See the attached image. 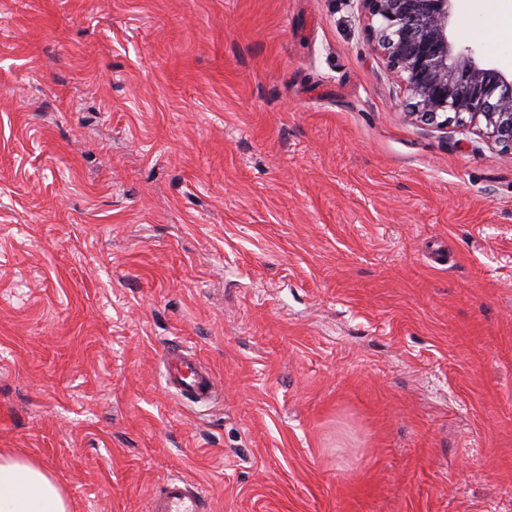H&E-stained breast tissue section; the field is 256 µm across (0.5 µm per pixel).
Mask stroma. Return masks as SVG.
<instances>
[{
    "mask_svg": "<svg viewBox=\"0 0 512 512\" xmlns=\"http://www.w3.org/2000/svg\"><path fill=\"white\" fill-rule=\"evenodd\" d=\"M370 26L0 0V450L72 512H512V154L411 120ZM450 32L512 72L478 0ZM166 383L180 396L199 400L216 393L217 378L194 354L167 352L162 360ZM151 512H211L209 497L194 482L170 476L162 480L150 499Z\"/></svg>",
    "mask_w": 512,
    "mask_h": 512,
    "instance_id": "stroma-1",
    "label": "stroma"
}]
</instances>
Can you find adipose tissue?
Segmentation results:
<instances>
[{
    "label": "adipose tissue",
    "mask_w": 512,
    "mask_h": 512,
    "mask_svg": "<svg viewBox=\"0 0 512 512\" xmlns=\"http://www.w3.org/2000/svg\"><path fill=\"white\" fill-rule=\"evenodd\" d=\"M0 512H70L56 480L37 464L0 454Z\"/></svg>",
    "instance_id": "obj_1"
}]
</instances>
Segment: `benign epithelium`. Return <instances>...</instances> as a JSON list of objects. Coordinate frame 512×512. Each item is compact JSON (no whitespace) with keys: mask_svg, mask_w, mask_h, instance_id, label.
Masks as SVG:
<instances>
[{"mask_svg":"<svg viewBox=\"0 0 512 512\" xmlns=\"http://www.w3.org/2000/svg\"><path fill=\"white\" fill-rule=\"evenodd\" d=\"M387 64L409 93L408 115L426 125H484L512 151V79L449 40L455 0H362Z\"/></svg>","mask_w":512,"mask_h":512,"instance_id":"benign-epithelium-1","label":"benign epithelium"}]
</instances>
